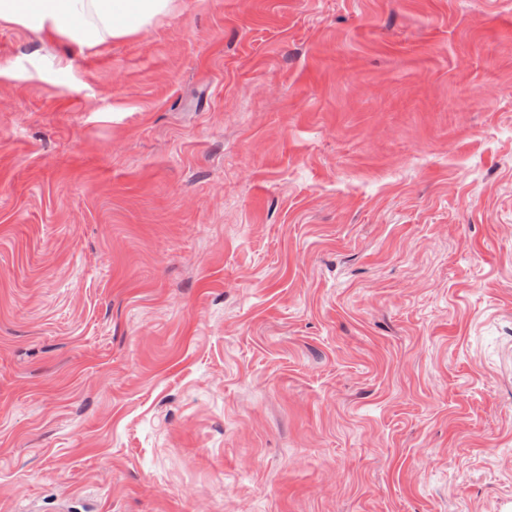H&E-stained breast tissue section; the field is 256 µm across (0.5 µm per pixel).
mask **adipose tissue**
<instances>
[{
  "instance_id": "obj_1",
  "label": "adipose tissue",
  "mask_w": 512,
  "mask_h": 512,
  "mask_svg": "<svg viewBox=\"0 0 512 512\" xmlns=\"http://www.w3.org/2000/svg\"><path fill=\"white\" fill-rule=\"evenodd\" d=\"M174 0H0V22L63 32L92 47L171 13Z\"/></svg>"
}]
</instances>
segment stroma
Returning a JSON list of instances; mask_svg holds the SVG:
<instances>
[{
  "mask_svg": "<svg viewBox=\"0 0 512 512\" xmlns=\"http://www.w3.org/2000/svg\"><path fill=\"white\" fill-rule=\"evenodd\" d=\"M0 512H512V0L0 23Z\"/></svg>",
  "mask_w": 512,
  "mask_h": 512,
  "instance_id": "stroma-1",
  "label": "stroma"
}]
</instances>
